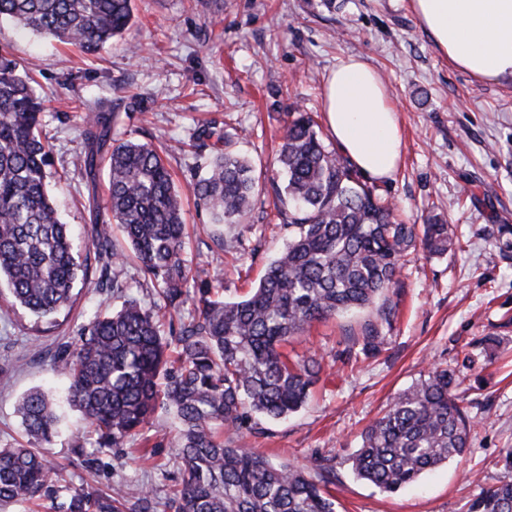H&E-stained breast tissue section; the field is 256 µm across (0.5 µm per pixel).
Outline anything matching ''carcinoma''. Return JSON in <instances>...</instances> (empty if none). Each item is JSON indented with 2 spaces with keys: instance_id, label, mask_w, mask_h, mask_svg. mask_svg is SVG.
Listing matches in <instances>:
<instances>
[{
  "instance_id": "cac0c4a2",
  "label": "carcinoma",
  "mask_w": 512,
  "mask_h": 512,
  "mask_svg": "<svg viewBox=\"0 0 512 512\" xmlns=\"http://www.w3.org/2000/svg\"><path fill=\"white\" fill-rule=\"evenodd\" d=\"M3 18L95 54L129 33L133 0H0ZM89 108L85 147L74 167L91 176L97 160L106 164L109 220L93 226L82 250L46 191L51 146L42 134L44 101L0 55V278L12 304L43 318L69 310L77 281L92 267L120 300L90 321L72 358L60 360L69 405L99 448L121 447L158 405L171 412L182 462L180 488L167 503L173 512H335L327 490L332 465L322 463L313 474L274 464L224 444L221 433L226 426L250 427L255 416L281 419L299 411L321 365L291 361L281 346L316 321L375 306L399 283L400 257L410 247L419 243L430 254H443L459 238L436 217L421 226L394 221L389 201L325 144L309 112L288 113L277 155L281 184L260 181L229 150L230 134L205 128V138L224 142L206 177L192 186L212 224L240 226L269 185L283 223L295 232L245 297L226 300L210 280L197 283L194 315L170 330L180 342L171 360L157 312L177 311L190 300L182 193L153 143L125 139L106 147L112 106L94 100ZM112 224L121 226L145 277L157 286L152 307L130 292L126 254L111 241ZM377 313L380 322L362 329L365 350L379 349V323L393 317L390 306ZM458 378L454 368L435 367L398 394L349 458L353 474L396 493L464 454L472 420L456 392ZM16 412L35 443L48 445L58 434L53 394L32 389ZM66 492L64 512H118L115 497L82 485ZM56 493L39 449L0 448V504L54 500ZM470 512H512V481L484 490Z\"/></svg>"
}]
</instances>
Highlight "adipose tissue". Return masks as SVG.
<instances>
[{
	"mask_svg": "<svg viewBox=\"0 0 512 512\" xmlns=\"http://www.w3.org/2000/svg\"><path fill=\"white\" fill-rule=\"evenodd\" d=\"M438 50L480 80L512 78V0H410ZM327 125L354 167L387 180L401 161L402 143L388 88L361 57L337 63L325 81Z\"/></svg>",
	"mask_w": 512,
	"mask_h": 512,
	"instance_id": "obj_1",
	"label": "adipose tissue"
}]
</instances>
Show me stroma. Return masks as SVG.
I'll list each match as a JSON object with an SVG mask.
<instances>
[{
    "instance_id": "1",
    "label": "stroma",
    "mask_w": 512,
    "mask_h": 512,
    "mask_svg": "<svg viewBox=\"0 0 512 512\" xmlns=\"http://www.w3.org/2000/svg\"><path fill=\"white\" fill-rule=\"evenodd\" d=\"M134 5L129 39L95 56L0 20V53L14 59L46 101L47 188L80 241L106 215V168L91 180L69 164L80 146L85 104L95 98L112 105L114 138L165 148L185 194L192 272L218 280L225 297L245 295L291 229L275 197L258 195L241 244L224 252L191 191L216 151L195 134L209 124L237 130L233 150L256 175L275 177L278 136L291 109L312 112L326 145L335 146L323 122L324 79L348 55L383 75L399 115L403 158L393 177L379 182L381 193L400 221L423 224L437 216L461 241L443 255L419 248L404 254L400 285L388 294L396 317L383 326L379 351L348 339L377 320L373 309L314 324L288 344L290 355L323 359L307 406L253 430L225 431V444L307 468L333 459L337 512H468L483 490L512 481L499 462L512 448V79L480 81L454 67L409 0ZM113 305L111 287L91 273L70 314L40 334L35 316L0 300V448L26 442L15 413L21 395L37 387L65 395L68 382L53 371L57 358L73 353L83 326ZM438 364L463 375L458 393L476 424L467 454L394 494L357 479L348 458L365 428ZM81 427L79 412L65 408L61 434L45 452L61 485L125 491L123 512H165L181 479L170 416L157 410L140 434L103 450L78 441ZM87 457L96 461L93 470L82 465ZM136 488L148 497L133 496Z\"/></svg>"
}]
</instances>
